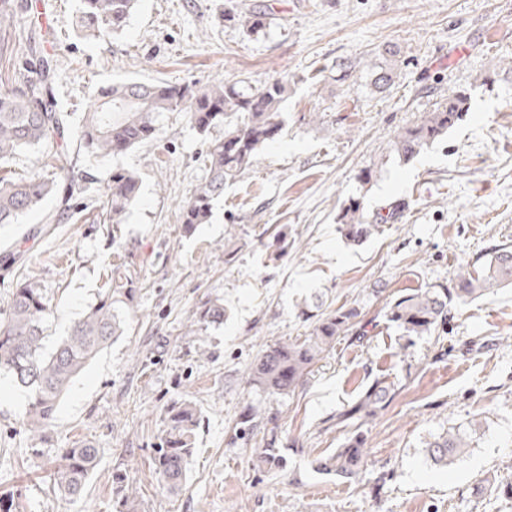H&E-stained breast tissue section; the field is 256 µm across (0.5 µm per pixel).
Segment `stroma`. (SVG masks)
<instances>
[{
    "label": "stroma",
    "instance_id": "1",
    "mask_svg": "<svg viewBox=\"0 0 512 512\" xmlns=\"http://www.w3.org/2000/svg\"><path fill=\"white\" fill-rule=\"evenodd\" d=\"M272 18L247 37L224 24V0H139L122 35L85 36L79 0H14L18 26L35 28L54 59L59 106L80 122L99 85L288 76L282 135L224 187L209 223L179 216L206 172V139L172 112L158 138L117 157L79 155L93 182L74 215L33 236L58 197L0 226V319L16 286L38 284L54 316L51 338L95 304L102 275L122 256L135 288L126 331L79 376L39 452L23 425L25 393L0 378V496L12 512H112V473L141 488L146 512H512V496L478 495V480L512 482V285L456 304L444 329L407 342L384 316L393 296L453 287L463 265L512 244V0H243ZM356 70L337 81L336 65ZM394 68L386 95L367 84L370 62ZM467 90L470 110L446 138L404 162L399 131L436 100ZM137 170L142 191L124 224L98 223L88 205L113 167ZM373 167L369 185L360 171ZM373 210L408 206L362 245L337 230L349 197ZM361 311L349 335L294 393L268 396L245 381L267 345L307 335L311 293ZM217 299L224 322L187 332L198 306ZM394 388L362 433L366 471L346 480L312 460L352 436L337 418L379 378ZM188 399L202 412L182 490L153 474L161 419ZM259 405L258 427L238 432ZM479 421L464 455L447 468L426 448ZM85 441L100 463L80 499L53 492L57 449ZM282 450L258 467L259 449Z\"/></svg>",
    "mask_w": 512,
    "mask_h": 512
}]
</instances>
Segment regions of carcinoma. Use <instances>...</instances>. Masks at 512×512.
<instances>
[{"label":"carcinoma","instance_id":"cac0c4a2","mask_svg":"<svg viewBox=\"0 0 512 512\" xmlns=\"http://www.w3.org/2000/svg\"><path fill=\"white\" fill-rule=\"evenodd\" d=\"M79 24L91 36L122 31L137 0H80ZM221 19L243 28L251 36L268 25L264 10L240 11L224 8ZM48 59L42 60L37 76L16 70L0 91V224H17L21 216L37 207L47 196L62 193L59 212L49 213L44 223L56 224L69 212V201L85 193L87 176L77 169L70 156L51 147L71 138L79 141L86 154L119 156L156 139L162 121L170 112H180L202 134L215 127L224 135L207 141L203 156L208 175L183 207L180 223L187 233L208 223L213 204L224 195V184L251 167L261 148L283 130L281 106L288 98L289 81L276 78L261 86L244 79H224L207 85L197 82H123L100 88L77 128L57 109L51 84ZM393 82V69L375 65L370 85L386 92ZM470 97L454 92L436 101L416 124L398 133L391 152L410 162L424 148L441 139L469 111ZM45 147V177L30 174L14 177L6 170L19 153ZM142 187L139 173L114 168L102 199L98 200L97 220L102 224H122L138 200ZM405 202L396 199L372 211L362 202L350 199L339 215L340 232L353 244H360L379 232L381 225L397 220ZM120 268L112 269L110 285L98 302L73 322L67 335L47 344V324L53 315L49 300L30 281L18 284L10 300L9 314L0 320V375H7L28 395L24 424L33 439L44 442L46 431L73 381L124 331L125 317L133 307L134 289ZM512 284V248L500 246L478 258L473 267L460 271L452 288H429L400 294L386 309L387 320L408 336L428 335L445 326L452 302L465 303L494 287ZM317 301L305 305L313 314L310 333L266 346L248 369L246 382L268 395L295 390L300 381L327 355L341 336L358 324L357 308L343 304L321 310ZM224 320V305L203 303L191 315L189 332L194 327ZM390 392V385L376 380L356 404L340 416L343 422L359 429L374 416ZM201 411L195 403H173L163 418L161 447L153 461L154 472L170 490L178 489L186 478L187 465L194 453ZM470 445L469 431L453 430L428 444V458L437 466L454 463ZM99 450L90 443L75 442L58 449L54 458L53 490L70 499L82 495L87 480L98 464ZM315 470L342 479L363 474L367 466L364 439L357 433L341 448L314 461ZM114 512H144L138 488L121 471L112 473Z\"/></svg>","mask_w":512,"mask_h":512}]
</instances>
